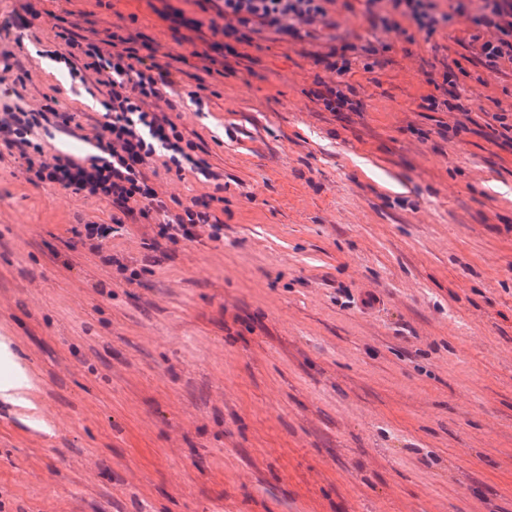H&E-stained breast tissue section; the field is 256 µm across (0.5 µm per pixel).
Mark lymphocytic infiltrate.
Segmentation results:
<instances>
[{"mask_svg": "<svg viewBox=\"0 0 512 512\" xmlns=\"http://www.w3.org/2000/svg\"><path fill=\"white\" fill-rule=\"evenodd\" d=\"M336 0H224L221 34L225 55L236 57L251 45L254 32L266 27L292 37L300 28L325 20ZM475 23L495 29L497 38L485 42L480 55L484 66L496 68L499 59L512 56V0H482ZM372 27L399 31L398 17L410 19L418 31L433 34L448 14L439 12V0H365ZM50 55L64 64L80 84L104 91L96 124L85 127L47 98L37 110L0 104V163L21 162L30 183L59 186L82 196L108 202L112 221L92 219L72 227L79 243L101 252L114 234L135 224L150 226L155 237L171 243L201 237L217 241L224 221L213 208L216 195L193 198L181 212H173L157 181L160 171L195 172L203 181L215 179L210 164L196 154L197 143L184 127L160 109L159 103L176 84L170 63L161 61L160 46L136 34L101 36L94 27L75 35L55 32ZM45 135L74 136L90 145L91 154L76 158L48 153L36 130Z\"/></svg>", "mask_w": 512, "mask_h": 512, "instance_id": "obj_1", "label": "lymphocytic infiltrate"}]
</instances>
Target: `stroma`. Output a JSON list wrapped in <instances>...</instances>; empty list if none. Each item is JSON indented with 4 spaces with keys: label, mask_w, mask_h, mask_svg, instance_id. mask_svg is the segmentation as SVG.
Masks as SVG:
<instances>
[{
    "label": "stroma",
    "mask_w": 512,
    "mask_h": 512,
    "mask_svg": "<svg viewBox=\"0 0 512 512\" xmlns=\"http://www.w3.org/2000/svg\"><path fill=\"white\" fill-rule=\"evenodd\" d=\"M66 9L179 56L170 101L219 181L161 184L222 188L224 238L149 248L136 226L72 251L68 226L111 206L0 166V385L38 384L35 409L0 397V512H512V152L488 139L512 65H482L490 32L387 36L349 0L207 77L195 0H0L21 105L84 125L99 95L39 54ZM385 38L373 69L316 62ZM447 68L462 111L421 109ZM319 80L362 111H325Z\"/></svg>",
    "instance_id": "1"
}]
</instances>
